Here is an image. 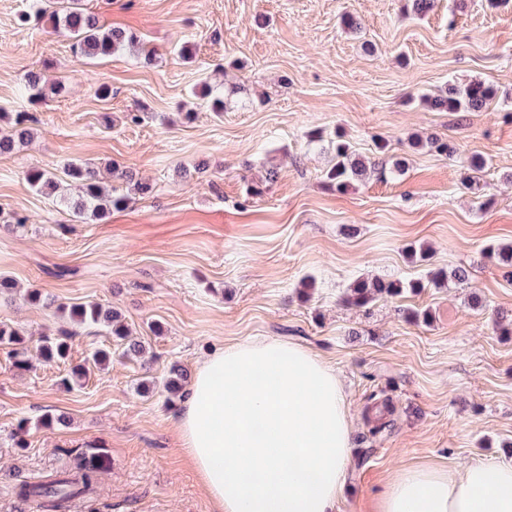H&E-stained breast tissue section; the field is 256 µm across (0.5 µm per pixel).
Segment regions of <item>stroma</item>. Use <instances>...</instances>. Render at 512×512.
<instances>
[{"mask_svg":"<svg viewBox=\"0 0 512 512\" xmlns=\"http://www.w3.org/2000/svg\"><path fill=\"white\" fill-rule=\"evenodd\" d=\"M82 4L101 25L140 37L154 61L128 47L80 58L49 21L20 22L47 0H0V132L25 112L34 133L0 155V273L49 301H1L0 324L23 329L33 348L71 334L67 361L33 351L24 371L0 346V512H22L14 486L69 468L89 444L110 466L93 502L75 500L71 512H216L174 426L182 400L165 383L173 369L195 375L214 351L254 338L303 346L343 383L352 465L334 512H377L404 466L512 464V281L488 253L512 242V0H433L422 15L409 0ZM346 13L358 29L342 25ZM184 45L192 61L179 56ZM31 72L65 91L32 98ZM473 80L495 92L482 111L420 100ZM219 82L220 119L200 95ZM316 128L324 141H310ZM338 133L359 158L404 160L403 173L331 188ZM416 134L454 142L457 156L410 148ZM475 154L485 165L471 173ZM76 158L131 170L153 191L133 195L113 179L126 205L77 221L26 180L30 168L59 174ZM13 212L25 226H6ZM411 245L427 247L428 260L409 262ZM457 267L464 284L365 308L343 302L359 278ZM474 294L483 309L470 308ZM90 303L118 310L145 357L123 356L105 328L55 310ZM414 310L431 321H414ZM104 347L111 363L90 364ZM77 365L87 368L78 385L69 381ZM380 391L397 412L373 435L362 412ZM48 414L57 421L46 426Z\"/></svg>","mask_w":512,"mask_h":512,"instance_id":"stroma-1","label":"stroma"}]
</instances>
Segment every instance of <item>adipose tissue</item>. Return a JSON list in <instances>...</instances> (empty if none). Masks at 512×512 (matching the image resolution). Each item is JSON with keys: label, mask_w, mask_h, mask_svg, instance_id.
Returning <instances> with one entry per match:
<instances>
[{"label": "adipose tissue", "mask_w": 512, "mask_h": 512, "mask_svg": "<svg viewBox=\"0 0 512 512\" xmlns=\"http://www.w3.org/2000/svg\"><path fill=\"white\" fill-rule=\"evenodd\" d=\"M175 428L218 512H334L352 419L335 372L308 350L265 338L211 354ZM379 512H512V465L399 470Z\"/></svg>", "instance_id": "1"}]
</instances>
